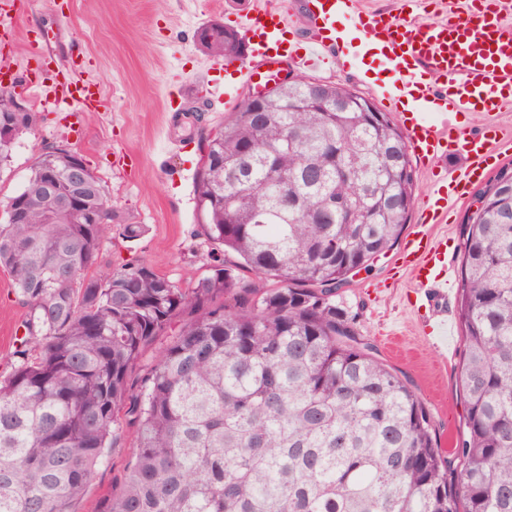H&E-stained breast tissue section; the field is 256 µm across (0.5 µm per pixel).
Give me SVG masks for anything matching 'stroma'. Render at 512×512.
Returning <instances> with one entry per match:
<instances>
[{"label": "stroma", "instance_id": "obj_1", "mask_svg": "<svg viewBox=\"0 0 512 512\" xmlns=\"http://www.w3.org/2000/svg\"><path fill=\"white\" fill-rule=\"evenodd\" d=\"M251 0H21L16 36L19 42L51 36L58 65L71 53L84 57L86 76L101 86L105 107L82 113L74 128H65L62 113L45 112L37 126L15 142L7 164L0 166V201L20 192L35 158L50 144L77 150L101 180L112 200L115 221L144 228L134 239L113 234L105 241L98 270L124 263L152 266L181 287L207 275L212 245L203 235L195 182L204 140L221 125L246 86L229 72L207 71L210 58L198 42L199 29L211 21L233 23ZM340 35L352 37L349 66L335 61L306 70L288 64L289 73L307 79L346 83L363 95L393 82L386 62L368 53L364 37H353L348 21L339 20ZM472 205L464 200L433 232L453 280L461 278V224ZM400 244L377 256L371 266L350 275L336 303L354 316L358 333L374 356L402 378L425 404L441 449L453 448L465 433V405L460 388L464 351L458 296L435 301L399 267ZM26 310L12 282L0 270V373L14 362ZM449 323L442 359L426 326L440 317ZM393 334L394 346L383 337ZM132 435L111 449L98 467L79 512H96L99 500L117 485L133 453Z\"/></svg>", "mask_w": 512, "mask_h": 512}]
</instances>
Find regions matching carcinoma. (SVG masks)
<instances>
[{
	"label": "carcinoma",
	"instance_id": "obj_1",
	"mask_svg": "<svg viewBox=\"0 0 512 512\" xmlns=\"http://www.w3.org/2000/svg\"><path fill=\"white\" fill-rule=\"evenodd\" d=\"M200 45L235 55L238 34ZM14 106L0 91V119L33 129L37 113ZM369 106L305 78L271 112L237 104L196 180L204 234L232 258L189 288L145 263L94 273L112 233L105 186L66 145L35 159L8 198L30 221L0 224V268L27 308L0 377V512H77L127 431L135 453L97 512H512V167L462 224L467 432L445 453L423 402L336 307L414 200L405 135ZM76 162L91 224L44 193Z\"/></svg>",
	"mask_w": 512,
	"mask_h": 512
}]
</instances>
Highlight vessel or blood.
<instances>
[{"mask_svg":"<svg viewBox=\"0 0 512 512\" xmlns=\"http://www.w3.org/2000/svg\"><path fill=\"white\" fill-rule=\"evenodd\" d=\"M300 26L288 23V0H257L251 12L237 15L251 43L252 59L239 66L238 78L258 87L269 81L268 63L291 61L314 68L327 56L347 52L336 36V18L357 14L358 23L397 76L382 96L397 112L409 149L427 168H436L448 154L462 155L463 170L440 176L418 224L406 235L400 260L421 284L432 285L445 300L452 279L432 262L439 246L431 225L448 213L503 157L512 135L497 125L478 134L460 131L449 113L476 111L484 104L502 109L503 89L512 90V0H462L461 12H448L437 22L419 23L414 16L391 17L376 10L358 11L357 0H303ZM74 67L58 68L43 61L34 76L0 61V89L21 90L53 111L83 112L101 106L96 81L74 75Z\"/></svg>","mask_w":512,"mask_h":512,"instance_id":"vessel-or-blood-1","label":"vessel or blood"}]
</instances>
